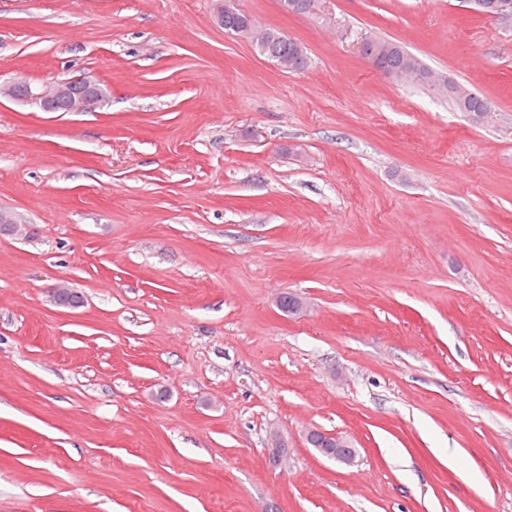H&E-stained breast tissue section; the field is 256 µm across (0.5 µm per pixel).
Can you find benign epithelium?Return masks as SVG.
I'll return each mask as SVG.
<instances>
[{"instance_id": "1", "label": "benign epithelium", "mask_w": 512, "mask_h": 512, "mask_svg": "<svg viewBox=\"0 0 512 512\" xmlns=\"http://www.w3.org/2000/svg\"><path fill=\"white\" fill-rule=\"evenodd\" d=\"M465 2L469 12L474 15L486 16L491 13L504 20L512 19V0H465ZM217 17L220 24L224 26L225 32L230 35L242 37L256 30V24L251 17L238 13L236 0H222ZM359 50L377 71L393 79L403 76V71L392 68L384 58L372 54L367 41L359 42ZM0 97L14 100L33 99L45 112L58 111L57 103L64 100L66 101L64 111L85 112L102 99L103 92L98 83L87 79L56 80L38 88L14 79L0 83ZM325 457L350 466L356 462L357 450L346 438L335 436L333 447L326 452Z\"/></svg>"}]
</instances>
